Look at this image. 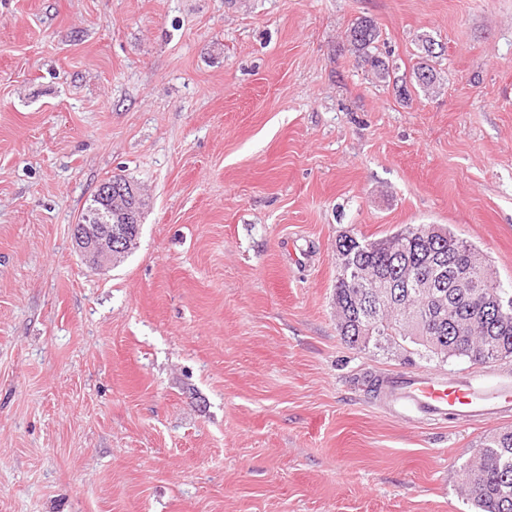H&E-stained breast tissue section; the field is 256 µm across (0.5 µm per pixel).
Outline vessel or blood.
<instances>
[{"instance_id": "1", "label": "vessel or blood", "mask_w": 512, "mask_h": 512, "mask_svg": "<svg viewBox=\"0 0 512 512\" xmlns=\"http://www.w3.org/2000/svg\"><path fill=\"white\" fill-rule=\"evenodd\" d=\"M393 414L429 422L460 416L479 423L512 418V381L497 382L468 375L447 380L426 369L384 376L379 383Z\"/></svg>"}]
</instances>
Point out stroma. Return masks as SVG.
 Returning a JSON list of instances; mask_svg holds the SVG:
<instances>
[{"label":"stroma","mask_w":512,"mask_h":512,"mask_svg":"<svg viewBox=\"0 0 512 512\" xmlns=\"http://www.w3.org/2000/svg\"><path fill=\"white\" fill-rule=\"evenodd\" d=\"M375 21L399 99L345 32ZM149 204L99 269L71 226ZM438 224L512 284V0H0V512H472L507 422L408 423L336 330V240ZM421 43V53L425 55L420 56L421 61L418 62L416 68H413V77L415 84L424 91H427L433 86H435L437 82V74L434 68L428 63V61L430 60L429 57L436 58L438 56L433 55V53L430 50V47L432 45H435V42H433V40L425 37L421 39ZM425 71L428 72V76L423 74ZM421 74L423 75V78L420 77ZM95 199L94 205H90L77 224H73L74 242L93 264L115 266L124 261L138 245L139 233L112 238L113 224H121L117 223L118 212L131 205V202L121 195L112 196V181L99 184ZM117 200L121 202V207Z\"/></svg>","instance_id":"35a3bbf8"}]
</instances>
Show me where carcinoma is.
<instances>
[{
	"label": "carcinoma",
	"mask_w": 512,
	"mask_h": 512,
	"mask_svg": "<svg viewBox=\"0 0 512 512\" xmlns=\"http://www.w3.org/2000/svg\"><path fill=\"white\" fill-rule=\"evenodd\" d=\"M380 31L376 23L360 18L346 31V41L360 61L369 66L382 82L399 84L395 68L377 53ZM429 38L421 39V61L413 69L415 84L427 91L437 82V74L429 64L433 57ZM398 92L408 94L407 86L399 84ZM426 225L409 224L395 232L407 247V261L419 270L430 273L428 253L435 251L446 258L448 277L457 272L469 275L472 293L455 298L454 289H444L446 322L431 341H417L430 360L442 362L449 358H466L474 365L493 361L512 360V287L506 288L485 264L479 251L456 237L451 231L431 241L425 234ZM387 237L358 239L342 236L336 239V250L353 266L374 269L383 281L399 279L402 261L387 250ZM362 289L336 269L334 294L336 304L346 316L336 324L345 343L364 350L370 345L398 346L405 338L402 331L409 327L407 316L400 306L371 314L361 307ZM463 492L476 512H512V429L495 430L487 434L476 450V458L464 468Z\"/></svg>",
	"instance_id": "cac0c4a2"
}]
</instances>
